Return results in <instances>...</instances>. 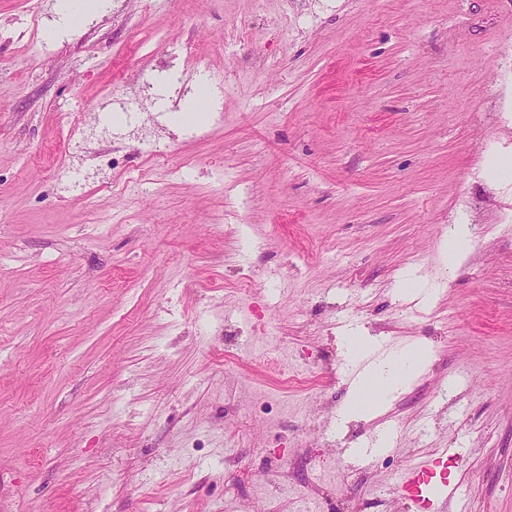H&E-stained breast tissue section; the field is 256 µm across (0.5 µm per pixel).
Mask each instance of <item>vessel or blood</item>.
<instances>
[{"instance_id":"vessel-or-blood-1","label":"vessel or blood","mask_w":512,"mask_h":512,"mask_svg":"<svg viewBox=\"0 0 512 512\" xmlns=\"http://www.w3.org/2000/svg\"><path fill=\"white\" fill-rule=\"evenodd\" d=\"M398 489L412 512H437L457 491L448 472L447 449L406 466L399 475Z\"/></svg>"}]
</instances>
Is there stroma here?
I'll list each match as a JSON object with an SVG mask.
<instances>
[{
  "instance_id": "obj_1",
  "label": "stroma",
  "mask_w": 512,
  "mask_h": 512,
  "mask_svg": "<svg viewBox=\"0 0 512 512\" xmlns=\"http://www.w3.org/2000/svg\"><path fill=\"white\" fill-rule=\"evenodd\" d=\"M55 4L0 0V512H409L441 448L445 512H512V0H108L51 37ZM189 58L204 136L73 146ZM349 327L433 351L371 419ZM470 244V226L455 224L440 245V256L444 265L453 270L465 259ZM451 448H441L425 460L409 464L399 475L401 497L415 512H436L438 507L454 497L457 484L448 472Z\"/></svg>"
}]
</instances>
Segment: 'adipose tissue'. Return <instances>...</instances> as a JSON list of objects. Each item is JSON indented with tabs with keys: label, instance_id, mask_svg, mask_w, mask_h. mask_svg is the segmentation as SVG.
Segmentation results:
<instances>
[{
	"label": "adipose tissue",
	"instance_id": "adipose-tissue-1",
	"mask_svg": "<svg viewBox=\"0 0 512 512\" xmlns=\"http://www.w3.org/2000/svg\"><path fill=\"white\" fill-rule=\"evenodd\" d=\"M374 349V343L361 331L347 330L344 337L346 359L353 364L361 360L366 363L364 370L351 383L353 399L346 409L347 414L375 416L381 409L380 404L369 403L362 406L358 403L367 384L372 381L378 382L379 393L386 397L390 396L409 385L430 358L429 348L419 343L377 359L372 356Z\"/></svg>",
	"mask_w": 512,
	"mask_h": 512
}]
</instances>
